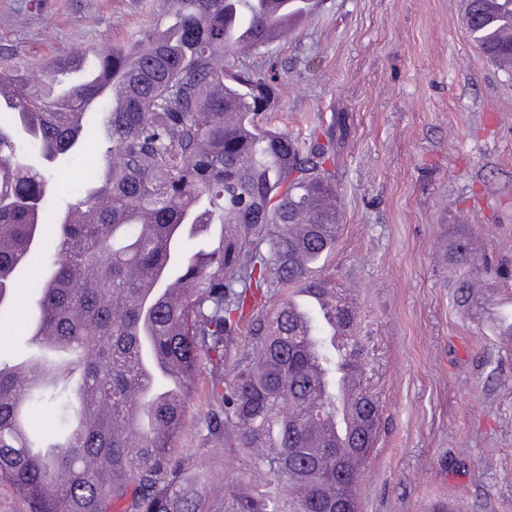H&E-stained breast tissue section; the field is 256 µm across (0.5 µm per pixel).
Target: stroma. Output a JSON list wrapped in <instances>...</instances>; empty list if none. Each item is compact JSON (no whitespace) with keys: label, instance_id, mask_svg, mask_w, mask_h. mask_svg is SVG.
Here are the masks:
<instances>
[{"label":"stroma","instance_id":"stroma-1","mask_svg":"<svg viewBox=\"0 0 512 512\" xmlns=\"http://www.w3.org/2000/svg\"><path fill=\"white\" fill-rule=\"evenodd\" d=\"M0 0V55L122 44L164 22V0ZM464 0H319L270 53L279 93L262 119L299 139L340 118L343 224L322 269L355 310L361 383L382 427L358 478L360 512H512V346L454 304L444 251L468 225L512 261V75L485 60ZM191 408L176 446L206 512L246 483Z\"/></svg>","mask_w":512,"mask_h":512}]
</instances>
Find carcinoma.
<instances>
[{
	"label": "carcinoma",
	"instance_id": "cac0c4a2",
	"mask_svg": "<svg viewBox=\"0 0 512 512\" xmlns=\"http://www.w3.org/2000/svg\"><path fill=\"white\" fill-rule=\"evenodd\" d=\"M316 3L167 0L171 24L96 50L93 78L56 99L50 86L87 52L0 63V94L14 95L0 105V330L25 338L0 359V481L29 512H201L174 445L205 363L206 440L264 477L226 488L224 512H358L359 470L328 433L336 350L317 314L304 327L293 311L301 292L336 295L317 272L341 226V127L305 142L260 122L274 67L220 66L269 53ZM464 22L512 75V0H467ZM77 155L88 173L66 197L54 176ZM471 238L458 229L444 261L455 305L476 316L509 272L487 264L475 292ZM22 288L37 315L20 325ZM334 313L357 376V317ZM354 404L348 453L363 464L380 405L359 385Z\"/></svg>",
	"mask_w": 512,
	"mask_h": 512
}]
</instances>
